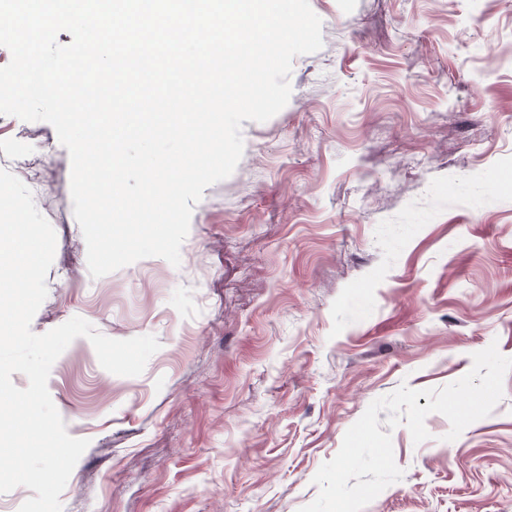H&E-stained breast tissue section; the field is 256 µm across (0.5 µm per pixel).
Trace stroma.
I'll return each mask as SVG.
<instances>
[{
  "instance_id": "1",
  "label": "stroma",
  "mask_w": 512,
  "mask_h": 512,
  "mask_svg": "<svg viewBox=\"0 0 512 512\" xmlns=\"http://www.w3.org/2000/svg\"><path fill=\"white\" fill-rule=\"evenodd\" d=\"M322 48L288 104L244 122L243 155L195 205L181 263L92 278L54 127L0 115V169L57 245L31 329L79 316L155 336L144 372L104 370L86 338L50 396L90 444L63 512H299L369 404L512 358V0H310ZM492 413L446 441L406 426L402 480L363 512H512V372Z\"/></svg>"
}]
</instances>
